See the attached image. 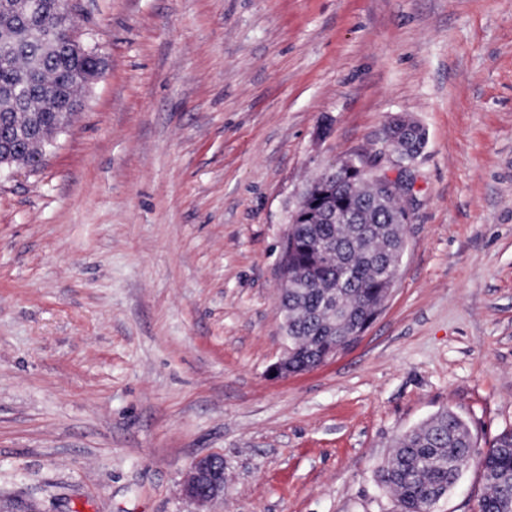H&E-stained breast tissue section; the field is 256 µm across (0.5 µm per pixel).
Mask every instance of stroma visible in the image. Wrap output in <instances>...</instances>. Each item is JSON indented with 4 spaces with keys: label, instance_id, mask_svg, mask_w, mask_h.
Segmentation results:
<instances>
[{
    "label": "stroma",
    "instance_id": "stroma-1",
    "mask_svg": "<svg viewBox=\"0 0 512 512\" xmlns=\"http://www.w3.org/2000/svg\"><path fill=\"white\" fill-rule=\"evenodd\" d=\"M102 78L0 171V512H399L375 469L447 408L512 427V0H76ZM426 133L361 337L273 366L309 182ZM217 454L224 496L182 493ZM470 465L434 512H475ZM66 123L67 121H63L61 122L57 127H55V129L47 134L45 133V131L39 127V126H34V127H31L27 134H26V137H30V138H35V139H39L40 140V143L43 144V147H42V150L39 154H36L32 157V159L30 160L29 164H28V167H32V168H35V167H38L40 164L43 163L44 161V156H45V151H46V148L51 146L54 142V138L56 137V135L60 132H62L66 127Z\"/></svg>",
    "mask_w": 512,
    "mask_h": 512
}]
</instances>
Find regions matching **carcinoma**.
<instances>
[{
	"instance_id": "cac0c4a2",
	"label": "carcinoma",
	"mask_w": 512,
	"mask_h": 512,
	"mask_svg": "<svg viewBox=\"0 0 512 512\" xmlns=\"http://www.w3.org/2000/svg\"><path fill=\"white\" fill-rule=\"evenodd\" d=\"M72 19L60 0H0V137L37 121L51 127L61 103L78 106L79 93L98 78L101 63L90 55L59 53L44 29L62 31ZM404 154L417 157L426 137L421 126L396 138ZM373 188L348 180L336 183V208L358 210L357 218L318 224V239L308 225L296 224L283 248L281 266L302 270L311 284L288 293V345L299 348L296 370L313 359L311 348L326 341L327 324L336 320L364 331V306L377 300L404 247L406 210L394 197L381 209H365ZM475 441L468 425L444 409L423 425L400 433L394 457L378 470L382 485L395 496L399 512H433L434 498L447 494L470 464ZM483 493L480 512H512V428L501 431L481 456Z\"/></svg>"
}]
</instances>
